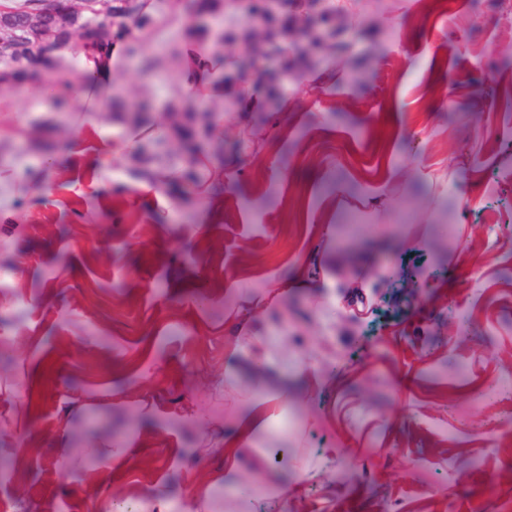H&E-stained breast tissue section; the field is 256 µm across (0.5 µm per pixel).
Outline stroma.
Segmentation results:
<instances>
[{
    "mask_svg": "<svg viewBox=\"0 0 512 512\" xmlns=\"http://www.w3.org/2000/svg\"><path fill=\"white\" fill-rule=\"evenodd\" d=\"M163 20L114 69L157 127L180 117L170 48L196 14L170 0ZM341 25L355 67L276 58L306 76L296 102L208 101L242 134L205 201L131 177L111 108L51 112L57 74L0 84L9 512H97L115 491L195 512L202 484L211 512H512V410L478 395L512 382V232L489 221L512 212V15L356 0L323 29ZM200 414L224 430L206 453ZM116 445L124 464L67 463Z\"/></svg>",
    "mask_w": 512,
    "mask_h": 512,
    "instance_id": "1",
    "label": "stroma"
}]
</instances>
